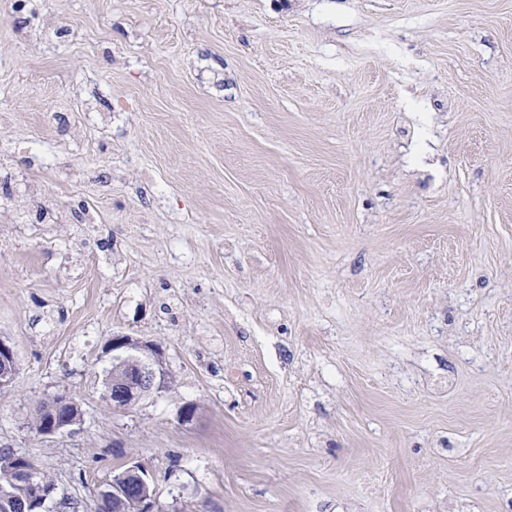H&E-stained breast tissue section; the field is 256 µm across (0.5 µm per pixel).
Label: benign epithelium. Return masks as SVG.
I'll list each match as a JSON object with an SVG mask.
<instances>
[{
  "mask_svg": "<svg viewBox=\"0 0 512 512\" xmlns=\"http://www.w3.org/2000/svg\"><path fill=\"white\" fill-rule=\"evenodd\" d=\"M108 351L112 352V384L106 394L115 411H125L143 399L159 394L168 381L165 350L151 341L117 334L112 336ZM17 377V358L13 348L0 338V392L12 388ZM71 407L80 412L78 405L68 395H60L55 408L46 410L40 434L61 435L80 422L81 416L69 420L61 416L62 409Z\"/></svg>",
  "mask_w": 512,
  "mask_h": 512,
  "instance_id": "obj_1",
  "label": "benign epithelium"
}]
</instances>
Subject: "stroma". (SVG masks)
<instances>
[{"label": "stroma", "instance_id": "stroma-1", "mask_svg": "<svg viewBox=\"0 0 512 512\" xmlns=\"http://www.w3.org/2000/svg\"><path fill=\"white\" fill-rule=\"evenodd\" d=\"M0 157L65 215L0 209V448L59 492L512 512V0H31ZM117 333L174 380L123 412ZM62 393L82 424L30 430ZM17 377V358L13 348L0 338V392L12 388ZM136 466H128L125 469H123L118 474L114 475L112 480H116L117 483H123L124 478H126V482L129 483L127 487L123 484H112V487H108L106 490H104V493L112 494L113 496L123 497L127 496L128 490H129V497L132 496H138L141 494V490L143 487V483L140 481V478L137 475H129V471L131 468H135ZM117 478V479H116ZM112 480L106 485H110L112 483ZM139 483V484H137Z\"/></svg>", "mask_w": 512, "mask_h": 512}]
</instances>
